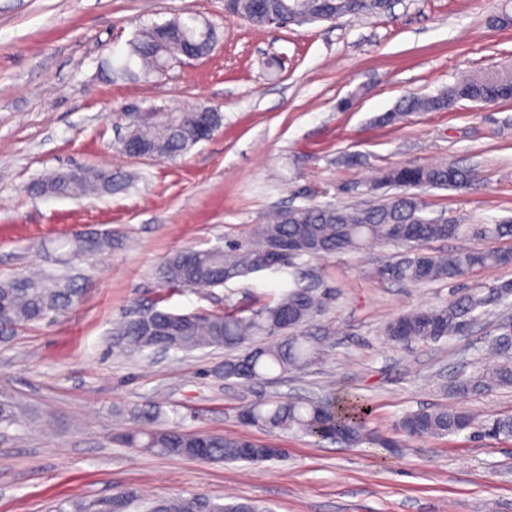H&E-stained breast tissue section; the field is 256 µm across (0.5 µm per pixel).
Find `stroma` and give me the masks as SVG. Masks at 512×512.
<instances>
[{
    "label": "stroma",
    "instance_id": "obj_1",
    "mask_svg": "<svg viewBox=\"0 0 512 512\" xmlns=\"http://www.w3.org/2000/svg\"><path fill=\"white\" fill-rule=\"evenodd\" d=\"M195 13L221 41L209 57L136 81L108 79L110 53L144 26ZM512 67V0H397L391 13L345 16L278 29L224 13V0H0V281L30 266L60 265L57 241L91 228L111 251L75 260L84 290L65 315L0 328V401L17 424L0 428V512H57L60 505L132 496L129 512L171 496L258 501L270 512H512V438L467 434L407 440L402 448L345 447L299 432L244 425L258 398L360 394L368 426L395 434L422 408L512 415V389L467 397L456 376L493 362L501 318L437 343L403 346L383 334L406 311L446 303L455 284L413 287L374 269L399 254L370 245L305 259L335 291L308 330L325 337L318 362L248 384L215 371L226 352L147 350L129 355L113 324L135 308L221 313L279 298L292 277L266 271L222 287L169 289L177 252L248 234L275 208L371 203L364 184L408 164L476 168L466 191L426 188L429 216L460 224L512 218V101H460L378 123L404 96ZM218 108L222 125L174 159L122 150L123 111ZM71 166L112 173L92 197L37 195L39 178ZM242 434L288 451L258 464L205 462L130 448L135 428Z\"/></svg>",
    "mask_w": 512,
    "mask_h": 512
}]
</instances>
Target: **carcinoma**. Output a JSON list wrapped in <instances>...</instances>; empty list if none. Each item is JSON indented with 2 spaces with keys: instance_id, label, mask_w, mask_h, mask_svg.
<instances>
[{
  "instance_id": "1",
  "label": "carcinoma",
  "mask_w": 512,
  "mask_h": 512,
  "mask_svg": "<svg viewBox=\"0 0 512 512\" xmlns=\"http://www.w3.org/2000/svg\"><path fill=\"white\" fill-rule=\"evenodd\" d=\"M256 0H230L235 14L253 25L265 26L277 19L291 24V17L301 14L313 21L347 15H381L391 10V0H367L360 9L351 0H263V12H257ZM172 35L161 37L156 25L138 32L128 43L125 59L119 63L107 59V77L118 72L138 80L152 72H161L180 60L182 44L197 45L200 55L210 54L217 42L215 26L206 19L189 15L166 21ZM512 71L478 75L442 88L428 97L402 98L390 112L379 117V123L391 125L415 112L452 109L461 100L507 101L512 99ZM126 138L149 150L156 158L174 159L200 142L197 127L162 112L142 125L128 127ZM478 180L475 169L448 162L432 166L405 165L386 170L371 187L397 186L401 191L365 207L306 205L278 210L264 222L254 225L249 238L229 240L224 246L181 251L170 257L162 268V279L169 288L205 285L221 287L226 283L265 270L264 260L274 248L300 249L283 255L278 267L295 270L304 257L314 258L355 252L369 244L397 245L406 251L396 260H387L376 268L377 275L403 285L431 281L460 282L473 269L489 268L512 262V251L457 249L448 253L429 250L433 241L447 239L512 238V221L496 224H446L424 214V206L414 189H467ZM112 188V172L83 168L73 177L59 170L36 183L41 194L66 196L77 192L104 193ZM96 244L88 248L83 238L75 235L62 244L64 255L83 259L112 249V236L95 234ZM81 289L68 275L45 271L27 277L0 282V326L37 322L48 313H65L77 301ZM512 297V283L490 284L483 288H466L452 303L430 305L399 315L384 328L387 338L397 344L438 342L458 334L462 320L476 321L490 308L507 303ZM333 292L319 291L299 282L272 304L248 310H227L209 316L175 313L158 306L153 311L170 324L168 335L162 336L134 318L121 320L113 329L122 347L129 352L158 349L194 351L209 347L229 353L219 373L226 379L251 382L272 372L281 374L300 370L317 360L323 338L298 334L312 316L329 300ZM258 336L275 341L262 347H249L247 342ZM512 337V322L502 321L492 346L504 356L493 368L480 369L458 378L451 391L458 395L477 394L497 388H512V350L505 340ZM248 425L270 430H296L320 439H331L354 447L362 443L378 447H396L398 443L370 432L366 427V410L359 401L333 403L298 398L266 400L259 398L241 413ZM398 428L407 437H444L464 431L479 438L512 437V415L479 419L464 408L420 409L402 416ZM124 440L135 448H143L168 456L192 457L202 461H243L260 463L283 457L284 450L267 451L240 434L186 433L177 427L142 431L132 430ZM268 512L252 500L214 504L200 498L168 497L153 502L150 512Z\"/></svg>"
}]
</instances>
